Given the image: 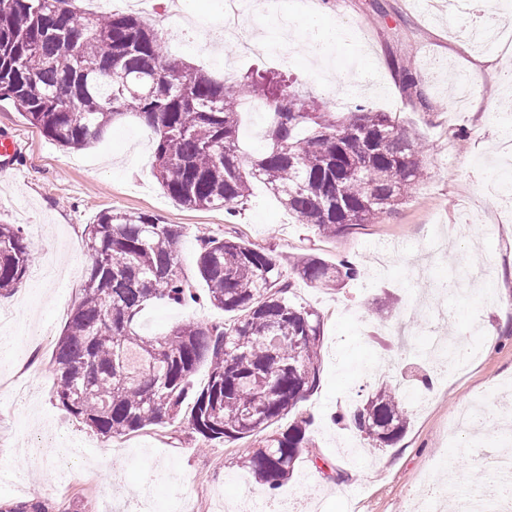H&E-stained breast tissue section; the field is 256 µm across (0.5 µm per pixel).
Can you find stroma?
Wrapping results in <instances>:
<instances>
[{
    "label": "stroma",
    "instance_id": "35a3bbf8",
    "mask_svg": "<svg viewBox=\"0 0 512 512\" xmlns=\"http://www.w3.org/2000/svg\"><path fill=\"white\" fill-rule=\"evenodd\" d=\"M323 19L348 31L329 69L306 51L302 31L270 49L239 54L219 43V0H182L196 25L160 13L148 21L165 34L166 52L212 78L235 84L260 69L282 74L287 84L322 99L331 116L343 118L363 105L391 113L424 145L425 176L406 204L377 224H359L325 237L288 216L263 188L255 187L235 223L220 210H189L164 194L153 175L154 134L136 121H119L103 138L80 150H63L22 115L13 99L0 98V132L26 147L17 176L0 179V224L23 228L32 262L17 290L0 298V344L13 352L38 350L39 368L17 390L0 388V512L39 502L47 512H254L267 491L241 469L248 447L239 440L205 442L189 422L177 431L156 428L131 437L105 439L66 413L53 392L52 351L87 277L85 233L106 210L154 215L180 224L177 245L184 275L197 281L198 235L212 231L265 249L280 260L304 253L330 264L356 263L359 275L334 289L296 281L294 298L323 320L318 388L299 405L308 421L311 448L292 476L268 497L273 512H408L423 489L425 472L438 463L460 485L495 484L485 454L512 442V433L483 435L454 424L464 408L506 397L512 405V210L501 207L484 179L512 184V169L498 166L502 130L512 124V83L485 73L464 103L453 90L458 75L471 74L483 52L466 36L468 16L450 14L448 0H323ZM357 82L344 84L346 71ZM416 77L421 97L409 95L402 71ZM427 264L425 277L407 280L413 264ZM462 274L447 301V317L432 319L420 306L449 269ZM221 309L158 301L139 317L143 333L161 335L189 322L220 321ZM452 329L479 356L462 372L434 373L430 386L411 378L423 367L414 356L430 339ZM403 387L410 424L391 448L364 455L343 453L349 426L332 422L371 387ZM40 449L37 464L24 460ZM110 454L113 472L102 469ZM333 466L315 470L312 457Z\"/></svg>",
    "mask_w": 512,
    "mask_h": 512
}]
</instances>
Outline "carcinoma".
I'll return each mask as SVG.
<instances>
[{
    "label": "carcinoma",
    "mask_w": 512,
    "mask_h": 512,
    "mask_svg": "<svg viewBox=\"0 0 512 512\" xmlns=\"http://www.w3.org/2000/svg\"><path fill=\"white\" fill-rule=\"evenodd\" d=\"M74 2L0 0V96L61 147L82 149L133 117L154 130V176L179 205L230 218L259 182L328 237L379 222L423 180L418 139L389 113L361 107L334 121L274 75L246 74L226 87L170 58L162 35L137 14H101L87 35ZM245 99L273 113L255 158L239 149ZM183 233L181 224L130 210L86 225L88 275L52 352L54 393L108 439L185 418L205 442L252 439L241 466L274 492L310 444L303 419L270 427L318 387L322 350L321 317L293 300L291 277L334 288L355 278L357 266L309 254L285 267L261 248L203 235L204 298L229 319L142 335L138 318L151 303L199 299L180 268ZM30 262L20 227L0 224V296L18 287ZM203 364L208 378L198 387ZM345 420L373 448L394 445L409 426L397 389L383 384L336 415Z\"/></svg>",
    "instance_id": "carcinoma-1"
}]
</instances>
